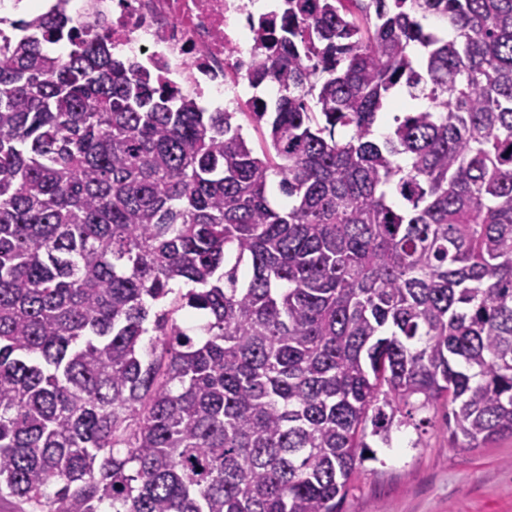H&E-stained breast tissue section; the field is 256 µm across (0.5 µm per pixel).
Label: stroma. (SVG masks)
<instances>
[{
  "label": "stroma",
  "mask_w": 512,
  "mask_h": 512,
  "mask_svg": "<svg viewBox=\"0 0 512 512\" xmlns=\"http://www.w3.org/2000/svg\"><path fill=\"white\" fill-rule=\"evenodd\" d=\"M447 406L416 412L355 471L343 512H512V437L480 448L449 441Z\"/></svg>",
  "instance_id": "1"
}]
</instances>
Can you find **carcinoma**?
Listing matches in <instances>:
<instances>
[{
  "mask_svg": "<svg viewBox=\"0 0 512 512\" xmlns=\"http://www.w3.org/2000/svg\"><path fill=\"white\" fill-rule=\"evenodd\" d=\"M18 26L0 498L340 512L367 436L440 400L450 442L512 436V0H285L247 112Z\"/></svg>",
  "mask_w": 512,
  "mask_h": 512,
  "instance_id": "cac0c4a2",
  "label": "carcinoma"
}]
</instances>
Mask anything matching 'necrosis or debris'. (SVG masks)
Wrapping results in <instances>:
<instances>
[{
    "label": "necrosis or debris",
    "instance_id": "4bbe7bcc",
    "mask_svg": "<svg viewBox=\"0 0 512 512\" xmlns=\"http://www.w3.org/2000/svg\"><path fill=\"white\" fill-rule=\"evenodd\" d=\"M258 0H0V30L15 21L65 15L93 27L113 55L144 66L169 86L243 109V86L259 41Z\"/></svg>",
    "mask_w": 512,
    "mask_h": 512
}]
</instances>
